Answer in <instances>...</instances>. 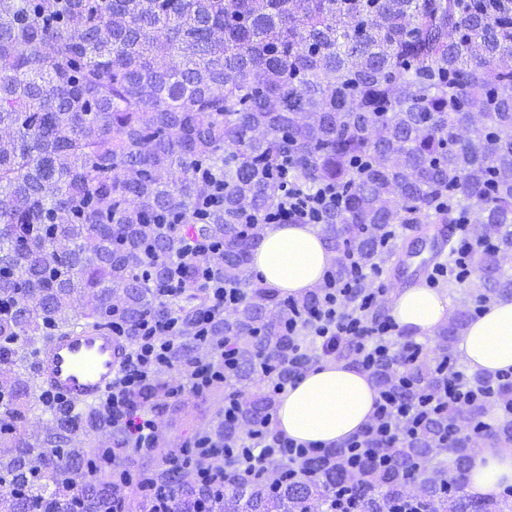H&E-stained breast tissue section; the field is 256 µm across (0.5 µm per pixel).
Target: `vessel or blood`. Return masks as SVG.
<instances>
[{
  "label": "vessel or blood",
  "instance_id": "obj_1",
  "mask_svg": "<svg viewBox=\"0 0 512 512\" xmlns=\"http://www.w3.org/2000/svg\"><path fill=\"white\" fill-rule=\"evenodd\" d=\"M128 350V343L109 327H72L40 346L35 374L47 397L88 408L111 389Z\"/></svg>",
  "mask_w": 512,
  "mask_h": 512
}]
</instances>
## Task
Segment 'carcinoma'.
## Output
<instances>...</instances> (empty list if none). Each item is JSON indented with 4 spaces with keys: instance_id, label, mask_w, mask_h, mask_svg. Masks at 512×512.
Instances as JSON below:
<instances>
[{
    "instance_id": "cac0c4a2",
    "label": "carcinoma",
    "mask_w": 512,
    "mask_h": 512,
    "mask_svg": "<svg viewBox=\"0 0 512 512\" xmlns=\"http://www.w3.org/2000/svg\"><path fill=\"white\" fill-rule=\"evenodd\" d=\"M484 119L474 144L452 130ZM264 130L257 138L251 132ZM0 415L23 418L28 379L14 371L15 336L46 341L87 323L74 296L100 295L96 322L112 302L133 340L144 318L175 312L187 323L205 305L206 276L243 286L225 316L224 341L237 363L224 398L247 387L239 421L272 414L265 386L296 341L271 315L310 310L319 294L282 298L250 279V251L273 212L283 165L312 189L331 184L341 202L323 212L331 277L351 279V262L373 268L391 257V226L408 224L448 243L459 212L474 210L484 244L470 257L492 294H512L500 254L512 247V0H0ZM166 180H161V175ZM208 242L178 267L184 245ZM180 278L181 297L159 288ZM470 319L461 311L437 333L452 359ZM415 355L399 396L415 402L443 384ZM388 360L371 373L392 379ZM491 398L472 401L480 421L512 383L473 376ZM40 445L15 429L0 433V512H101L104 485L74 499L61 479L81 455L61 451L81 421L50 408ZM447 416L422 420L416 437L348 465L343 448L304 459L309 480L274 489L224 467L223 512H318L328 490L349 484L361 512H386L414 497L417 512H512V496L488 502L467 491L472 455L443 458L422 481L419 464L447 434ZM177 512H199L205 493L175 469ZM453 487L446 492L448 479Z\"/></svg>"
}]
</instances>
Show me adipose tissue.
Returning <instances> with one entry per match:
<instances>
[{"label":"adipose tissue","mask_w":512,"mask_h":512,"mask_svg":"<svg viewBox=\"0 0 512 512\" xmlns=\"http://www.w3.org/2000/svg\"><path fill=\"white\" fill-rule=\"evenodd\" d=\"M332 259L315 226L271 224L251 251L249 271L281 295L295 297L319 283ZM388 310L398 331L424 342L448 322L453 306L447 291L415 284L393 294ZM456 350L471 373L512 371V296L484 305L458 336ZM376 397L369 373L346 361L323 360L281 393L275 428L296 442L331 448L363 431ZM468 480L471 493L486 498L512 486V446L485 448L473 459Z\"/></svg>","instance_id":"ef3b65f1"}]
</instances>
